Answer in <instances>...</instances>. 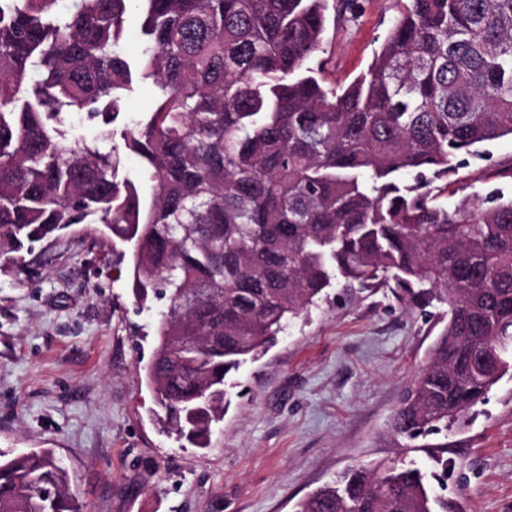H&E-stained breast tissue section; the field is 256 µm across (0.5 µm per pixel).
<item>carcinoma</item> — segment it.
I'll return each instance as SVG.
<instances>
[{"label": "carcinoma", "mask_w": 512, "mask_h": 512, "mask_svg": "<svg viewBox=\"0 0 512 512\" xmlns=\"http://www.w3.org/2000/svg\"><path fill=\"white\" fill-rule=\"evenodd\" d=\"M139 3L140 58L120 44ZM0 0V270L74 224L130 245L160 305L153 417L207 448L226 378L326 289L448 305L393 428L432 448L512 368V197L432 185L512 136V0H406L366 72L326 83L327 0ZM154 91L139 117L137 82ZM101 127L68 134L74 117ZM125 150L150 184L119 177ZM412 462L358 465L295 512H448ZM0 512H80L50 448L0 452Z\"/></svg>", "instance_id": "cac0c4a2"}]
</instances>
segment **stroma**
I'll list each match as a JSON object with an SVG mask.
<instances>
[{
	"label": "stroma",
	"mask_w": 512,
	"mask_h": 512,
	"mask_svg": "<svg viewBox=\"0 0 512 512\" xmlns=\"http://www.w3.org/2000/svg\"><path fill=\"white\" fill-rule=\"evenodd\" d=\"M402 7H328L327 81L363 72ZM455 177L512 196V137ZM129 259L103 225L77 224L23 272L0 274V450L54 449L83 512H294L347 467L411 460L393 420L438 333L443 305L336 287L234 377L210 448L159 433L144 365L152 310H137ZM448 512H512V372L448 436Z\"/></svg>",
	"instance_id": "1"
}]
</instances>
